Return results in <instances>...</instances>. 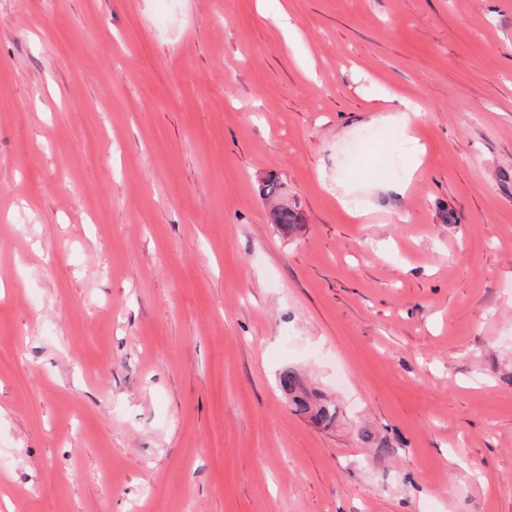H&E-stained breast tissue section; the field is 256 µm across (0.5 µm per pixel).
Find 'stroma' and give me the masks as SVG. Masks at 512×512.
<instances>
[{"mask_svg":"<svg viewBox=\"0 0 512 512\" xmlns=\"http://www.w3.org/2000/svg\"><path fill=\"white\" fill-rule=\"evenodd\" d=\"M0 512H512V0H0ZM303 377L295 369L285 368L279 375V384L282 391L288 394L294 411L307 415L311 421L324 429L336 425L339 410L336 404L320 398L307 389Z\"/></svg>","mask_w":512,"mask_h":512,"instance_id":"stroma-1","label":"stroma"}]
</instances>
